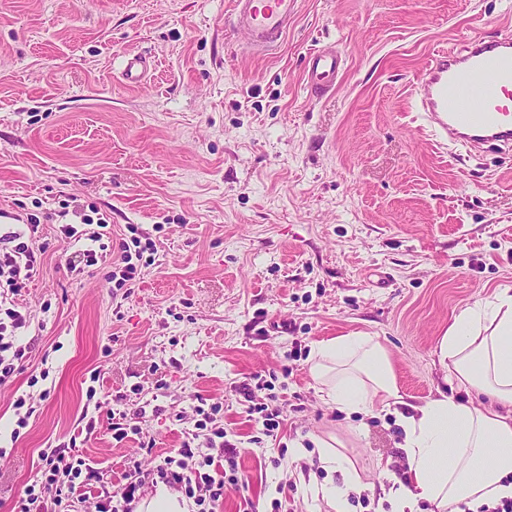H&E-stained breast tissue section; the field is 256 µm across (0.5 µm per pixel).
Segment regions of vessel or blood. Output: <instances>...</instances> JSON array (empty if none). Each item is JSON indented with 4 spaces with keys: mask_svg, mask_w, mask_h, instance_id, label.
Masks as SVG:
<instances>
[{
    "mask_svg": "<svg viewBox=\"0 0 512 512\" xmlns=\"http://www.w3.org/2000/svg\"><path fill=\"white\" fill-rule=\"evenodd\" d=\"M298 0H232L231 30L244 35L250 51L276 50L293 26ZM153 66L142 55L127 59L123 78L141 83ZM343 67L334 46L312 52L306 81L313 95L336 89ZM422 119L440 140L469 148L487 143H512V40H476L462 50L438 52L411 85Z\"/></svg>",
    "mask_w": 512,
    "mask_h": 512,
    "instance_id": "vessel-or-blood-1",
    "label": "vessel or blood"
}]
</instances>
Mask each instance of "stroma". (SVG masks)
Segmentation results:
<instances>
[{
	"label": "stroma",
	"mask_w": 512,
	"mask_h": 512,
	"mask_svg": "<svg viewBox=\"0 0 512 512\" xmlns=\"http://www.w3.org/2000/svg\"><path fill=\"white\" fill-rule=\"evenodd\" d=\"M232 0H0V211L43 217L39 275L16 303L25 349L0 387V512L36 479L41 450L120 485L127 464L180 447L198 399H222L241 490L217 512H331L290 471L336 436L372 490L353 512H387L383 467L400 468L394 415H346L310 372L317 342L366 334L417 404L445 389L433 352L454 315L512 289V152L466 158L410 109V85L441 49L512 36V0H299L272 54L225 28ZM334 43L335 93L313 97L305 60ZM152 57L126 85L128 53ZM95 209L113 240L154 252L129 288L102 266L70 271L62 204ZM45 379L30 386L37 374ZM271 385L276 440L235 387ZM95 396H88V389ZM33 413L16 426L17 397ZM139 429L112 437L111 413ZM90 437H82L86 423ZM281 510H274V502Z\"/></svg>",
	"instance_id": "obj_1"
}]
</instances>
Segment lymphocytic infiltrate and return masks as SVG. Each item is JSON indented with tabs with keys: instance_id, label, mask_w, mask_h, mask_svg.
Returning a JSON list of instances; mask_svg holds the SVG:
<instances>
[{
	"instance_id": "1",
	"label": "lymphocytic infiltrate",
	"mask_w": 512,
	"mask_h": 512,
	"mask_svg": "<svg viewBox=\"0 0 512 512\" xmlns=\"http://www.w3.org/2000/svg\"><path fill=\"white\" fill-rule=\"evenodd\" d=\"M73 216L81 223H96L97 229L89 233V246L80 250L78 257L84 266H106L105 280L113 290L131 287L138 276V262L145 251L154 247L134 237L121 241L117 250H110L107 239L110 226L105 219H92L81 209H73ZM41 221L38 215H28L20 228L0 235V386L10 383L16 364L25 355L17 344L15 332L25 327L27 319L12 308L15 296L27 288L43 264L45 246L40 245ZM195 435H187L180 448L143 468L139 461H131L123 474L119 487L104 481L98 468L85 459L65 455L61 449L46 448L40 453V476L27 485L18 502L17 512H80L85 502L77 495L81 486H97L96 512H134L147 479H158L183 489L192 499L195 512H215L216 506L228 488H240L244 480L234 460L235 443L228 438L223 427L212 431L205 445L195 443ZM223 458L227 467L220 475H212L216 458Z\"/></svg>"
}]
</instances>
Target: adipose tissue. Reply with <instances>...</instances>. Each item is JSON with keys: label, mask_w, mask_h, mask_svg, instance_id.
Segmentation results:
<instances>
[{"label": "adipose tissue", "mask_w": 512, "mask_h": 512, "mask_svg": "<svg viewBox=\"0 0 512 512\" xmlns=\"http://www.w3.org/2000/svg\"><path fill=\"white\" fill-rule=\"evenodd\" d=\"M453 395L406 406L388 351L374 337L314 345L311 372L327 403L347 414L393 413L403 432L404 479L384 496L391 512H461L512 497V289L457 313L435 351ZM324 481L310 480L332 512H351L363 489L336 438H318Z\"/></svg>", "instance_id": "obj_1"}]
</instances>
